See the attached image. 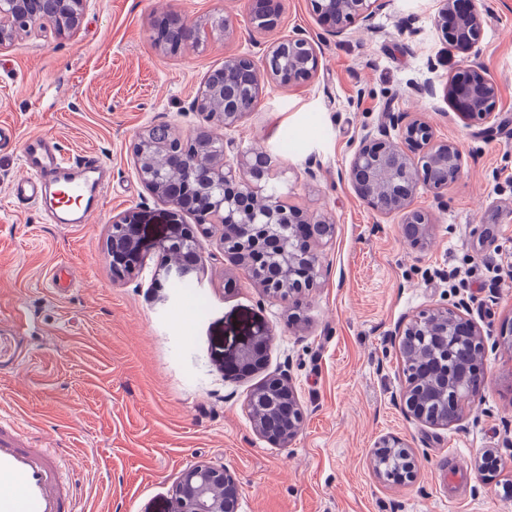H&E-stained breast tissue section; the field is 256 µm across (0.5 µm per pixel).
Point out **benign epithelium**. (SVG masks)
I'll return each mask as SVG.
<instances>
[{
  "label": "benign epithelium",
  "mask_w": 512,
  "mask_h": 512,
  "mask_svg": "<svg viewBox=\"0 0 512 512\" xmlns=\"http://www.w3.org/2000/svg\"><path fill=\"white\" fill-rule=\"evenodd\" d=\"M37 0H0V47L13 41L17 33L36 26L42 32L65 31L77 28L92 0H56L60 12L57 23L41 24L36 20L34 4ZM312 12L326 26L327 35L341 39L355 22L365 27L383 7L384 0H309ZM455 9V0H441L437 25L448 41L463 54L465 64L448 81V99L454 111L464 119H479L486 123L494 119L498 95L497 84L487 76L478 61L476 48L481 38L482 12L479 0H471L470 9L462 15L454 28L447 26L448 14ZM278 15L276 0H253L251 20L253 30L264 35L274 26ZM179 26L193 39L178 45L165 40L159 47L165 53H175L184 46L196 44L194 37L218 32L226 36L233 32L231 22L223 14H212L201 20L188 21L175 16ZM264 69H258L254 59L244 55L224 58V78L203 86L193 103L198 112L224 128L238 124L261 100V80L250 82L244 74H265L272 82L296 87L309 82L318 69V53L314 44L300 30L277 38L266 45L263 53ZM152 127L141 130L132 145V154L140 180L153 195L167 204L189 209L188 200L169 179L168 173L180 170L194 182L195 190L207 202L198 213L196 228L186 227L180 232L157 242L163 255L172 247H181L190 253L182 262L162 259L155 270V280L174 283L186 279L196 270L200 237L209 236L213 228L220 230L224 255L229 257L246 276L268 293L290 305L294 296L312 288L320 276V257L312 244L333 236L335 224L325 215L314 216L295 207H289L280 196L269 197L262 209L247 207L248 196L276 166L272 156L264 150L242 152L236 168L226 167L224 140L201 128L194 138L185 140L176 132L166 142L151 136ZM399 134L391 138V131ZM463 155L458 145L435 138L433 127L424 117L388 112L377 125V134L363 138L354 151L347 178L355 192L373 210L381 214L404 215L402 234L414 246L425 243L432 227L429 217L411 209L419 187L443 189L461 172ZM133 225L126 220L112 224L110 248L112 255L123 256L122 265L112 268L118 277L133 274L142 260ZM467 302L452 307L434 306L408 323L398 327L397 336H432L445 339L462 336L483 350V331L464 315ZM272 337L260 334L240 351V367L250 372L263 366ZM428 372L430 388L441 392L451 385L466 380L461 373L446 380L433 373L429 360H422ZM254 397L268 401L265 414L253 417L255 430L264 438L281 446H288L296 437L304 414L286 370L265 379ZM407 418L431 426H449L460 420L462 412L453 418L445 413L429 412L421 390L410 381L400 393ZM377 447L392 452L402 451L405 474L414 476L413 452L396 436L381 438ZM240 495L239 485L224 468L198 463L184 471L175 488L174 512H236Z\"/></svg>",
  "instance_id": "7a95c632"
}]
</instances>
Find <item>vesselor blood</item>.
<instances>
[{"mask_svg": "<svg viewBox=\"0 0 512 512\" xmlns=\"http://www.w3.org/2000/svg\"><path fill=\"white\" fill-rule=\"evenodd\" d=\"M23 155L28 174L14 182L13 196L42 203L57 223H89L110 180L108 166L93 155L64 161L48 133L27 138ZM74 502L50 449L28 446L19 423L0 416V512H75Z\"/></svg>", "mask_w": 512, "mask_h": 512, "instance_id": "obj_1", "label": "vessel or blood"}]
</instances>
